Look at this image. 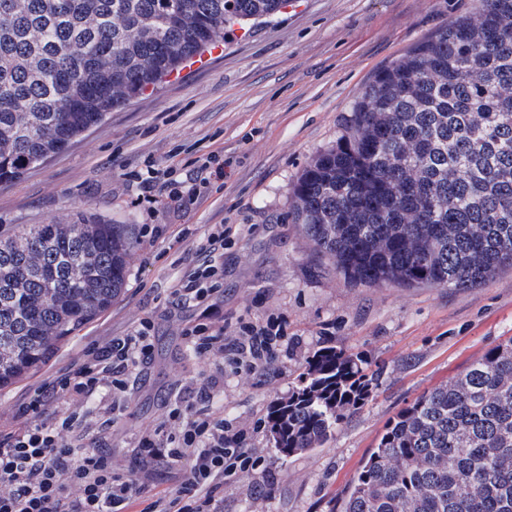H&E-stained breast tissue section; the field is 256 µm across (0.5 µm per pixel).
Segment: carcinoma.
Segmentation results:
<instances>
[{
  "label": "carcinoma",
  "mask_w": 512,
  "mask_h": 512,
  "mask_svg": "<svg viewBox=\"0 0 512 512\" xmlns=\"http://www.w3.org/2000/svg\"><path fill=\"white\" fill-rule=\"evenodd\" d=\"M288 0H0V182L42 163ZM315 250L353 282L468 288L512 267V0H478L378 70L346 133L293 191ZM131 224L83 210L0 236V388L112 306ZM325 346L271 411L275 448L312 452L372 396ZM336 512H512V338L390 419Z\"/></svg>",
  "instance_id": "carcinoma-1"
}]
</instances>
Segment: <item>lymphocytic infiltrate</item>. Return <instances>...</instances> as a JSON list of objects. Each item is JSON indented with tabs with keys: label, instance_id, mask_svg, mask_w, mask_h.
<instances>
[{
	"label": "lymphocytic infiltrate",
	"instance_id": "1",
	"mask_svg": "<svg viewBox=\"0 0 512 512\" xmlns=\"http://www.w3.org/2000/svg\"><path fill=\"white\" fill-rule=\"evenodd\" d=\"M219 268L205 264L181 280L176 301L206 302L217 290ZM152 325L88 349L66 372L36 390L15 407L0 428V512H218L226 478L254 467L242 443L247 427L224 421L205 407L224 386L210 377L198 390L199 407L171 404L160 426L142 432L139 459L149 465L158 458L189 466L175 490L156 491L113 473L108 449L78 451L75 440L86 400L97 392L119 397L129 377L152 353ZM184 336L196 354L215 364L229 361L245 374L265 369L277 347L265 330L241 326L225 336L223 325L201 322Z\"/></svg>",
	"mask_w": 512,
	"mask_h": 512
}]
</instances>
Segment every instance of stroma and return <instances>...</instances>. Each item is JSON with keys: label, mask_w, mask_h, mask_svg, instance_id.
I'll return each mask as SVG.
<instances>
[{"label": "stroma", "mask_w": 512, "mask_h": 512, "mask_svg": "<svg viewBox=\"0 0 512 512\" xmlns=\"http://www.w3.org/2000/svg\"><path fill=\"white\" fill-rule=\"evenodd\" d=\"M476 0H296L276 23L250 34L229 29L202 61L162 89L109 112L105 121L47 163L0 183V234L21 224L67 221L78 209L138 235L124 295L77 332L34 375L0 389L9 411L80 359L85 349L153 324V351L120 403L101 394L84 408L78 445L110 448L113 470L159 489L180 486L186 467L161 461L142 471L138 434L174 399L196 403L208 377L223 374L212 410L247 425L258 465L225 482L219 512H332L386 423L512 337V268L469 288L356 284L313 249L293 219L292 189L312 159L334 147L374 73ZM218 154L224 178L176 209L136 205L131 177L148 166L184 172L188 160ZM234 235L218 263L210 302L225 334L240 325H283L279 355L250 377L200 360L182 335L199 317L174 304L173 286L201 263L219 225ZM361 355L375 381L372 400L325 447L282 455L268 412L287 398L321 346ZM116 405L104 426V409Z\"/></svg>", "instance_id": "obj_1"}]
</instances>
